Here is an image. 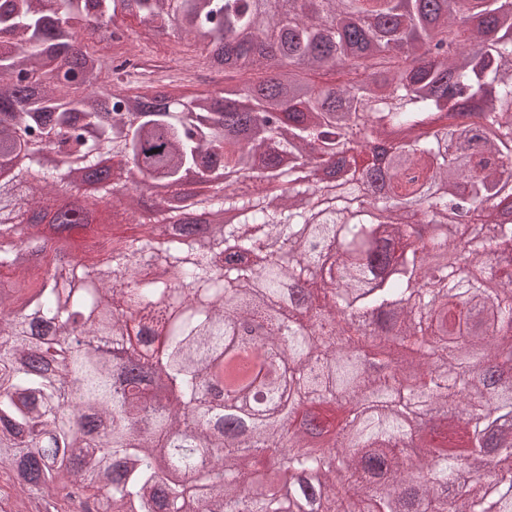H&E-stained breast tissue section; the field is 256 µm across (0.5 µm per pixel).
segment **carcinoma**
<instances>
[{
	"label": "carcinoma",
	"mask_w": 512,
	"mask_h": 512,
	"mask_svg": "<svg viewBox=\"0 0 512 512\" xmlns=\"http://www.w3.org/2000/svg\"><path fill=\"white\" fill-rule=\"evenodd\" d=\"M171 36L224 81L113 65ZM0 166V512H512V0H0ZM77 171L139 232L27 262L22 204L74 231ZM189 172L197 245L138 207ZM367 317L418 382L358 360ZM448 418L459 451L416 444Z\"/></svg>",
	"instance_id": "1"
}]
</instances>
